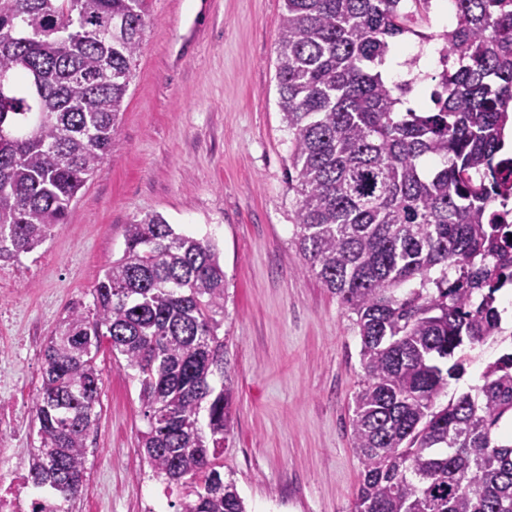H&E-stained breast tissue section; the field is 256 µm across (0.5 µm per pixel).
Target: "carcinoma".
<instances>
[{
	"instance_id": "carcinoma-1",
	"label": "carcinoma",
	"mask_w": 512,
	"mask_h": 512,
	"mask_svg": "<svg viewBox=\"0 0 512 512\" xmlns=\"http://www.w3.org/2000/svg\"><path fill=\"white\" fill-rule=\"evenodd\" d=\"M146 0H0V262L41 246L104 161L144 34ZM427 33L432 0H284L279 107L291 136L302 270L356 316L365 377L351 439L354 512H512V344L475 393L442 405L470 352L502 338L512 284V0H454ZM437 37L448 69L438 107L383 66L397 40ZM47 338L32 399L30 482L70 503L84 489L108 345L133 371L144 460L182 488L177 512H246L218 449L226 283L218 245L159 214L126 226L122 255Z\"/></svg>"
}]
</instances>
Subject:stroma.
Instances as JSON below:
<instances>
[{"label": "stroma", "instance_id": "obj_1", "mask_svg": "<svg viewBox=\"0 0 512 512\" xmlns=\"http://www.w3.org/2000/svg\"><path fill=\"white\" fill-rule=\"evenodd\" d=\"M283 0H146L135 76L107 158L65 224L0 267V377L14 402L8 466L38 445L32 398L46 340L124 249L126 224L158 213L218 243L227 281L225 383L233 432L222 454L247 512H353L359 460L352 396L360 339L336 295L301 269L290 143L279 109ZM101 412L85 448L86 482L70 512H174L138 433L139 387L109 350Z\"/></svg>", "mask_w": 512, "mask_h": 512}]
</instances>
